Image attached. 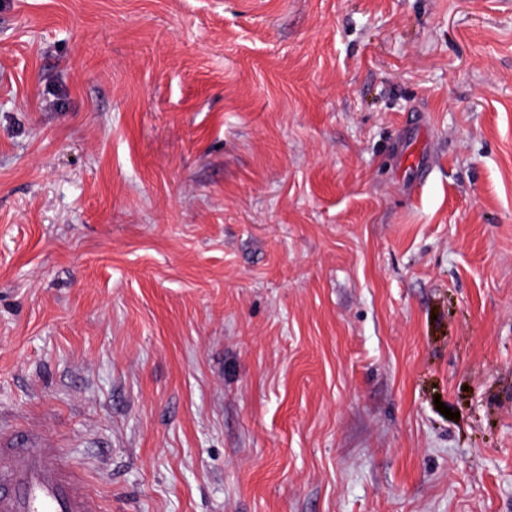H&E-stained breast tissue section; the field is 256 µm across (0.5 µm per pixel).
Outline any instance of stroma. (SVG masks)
<instances>
[{"label":"stroma","instance_id":"35a3bbf8","mask_svg":"<svg viewBox=\"0 0 512 512\" xmlns=\"http://www.w3.org/2000/svg\"><path fill=\"white\" fill-rule=\"evenodd\" d=\"M0 417L104 512H512V0H0Z\"/></svg>","mask_w":512,"mask_h":512}]
</instances>
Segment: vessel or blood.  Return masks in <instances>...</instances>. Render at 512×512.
<instances>
[{
	"instance_id": "1",
	"label": "vessel or blood",
	"mask_w": 512,
	"mask_h": 512,
	"mask_svg": "<svg viewBox=\"0 0 512 512\" xmlns=\"http://www.w3.org/2000/svg\"><path fill=\"white\" fill-rule=\"evenodd\" d=\"M0 512H103V503L44 435L0 422Z\"/></svg>"
}]
</instances>
